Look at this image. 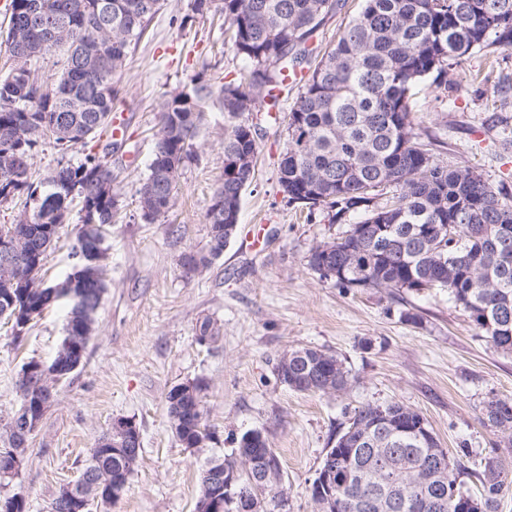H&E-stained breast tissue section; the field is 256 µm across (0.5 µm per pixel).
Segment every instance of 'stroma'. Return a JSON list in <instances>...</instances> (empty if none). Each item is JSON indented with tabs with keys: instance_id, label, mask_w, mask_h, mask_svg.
I'll return each mask as SVG.
<instances>
[{
	"instance_id": "obj_1",
	"label": "stroma",
	"mask_w": 512,
	"mask_h": 512,
	"mask_svg": "<svg viewBox=\"0 0 512 512\" xmlns=\"http://www.w3.org/2000/svg\"><path fill=\"white\" fill-rule=\"evenodd\" d=\"M191 0H164L132 47L118 80L112 116L128 137L109 152L92 141L60 156L41 144L32 170L42 176L59 159L92 153L112 168L120 209L108 226L106 291L79 368L58 383L54 399L27 442L26 462L0 495L22 494L28 512H49L74 484L98 440L117 417L135 420L138 464L123 496L92 512H195L200 475L230 454L248 431H261L279 456L288 512H314L309 487L326 448L354 410L396 402L418 411L454 457L474 462L505 454L511 439L488 424L485 405L512 397V356L479 336L447 290L392 296L385 290L341 288L307 264L310 250L344 230L326 210L288 204L278 183L292 94H281L259 132L255 174L241 198L239 226L223 255L201 273L185 275L182 253H207L205 213L224 181V127L218 100L208 103L194 141L197 157L181 169L173 206L154 222L139 208V189L154 152L157 115L169 92L201 78L213 86L237 76L246 62L227 41L223 20L193 14ZM495 67L512 78V48L493 60L473 57L453 72L446 97L420 98L415 119L443 141L441 161L477 169L512 194V105L499 106L476 74ZM261 228L250 245L246 232ZM76 225H66L43 267L46 283L74 270ZM68 308L49 306L32 329L14 339L0 321V444L20 409L18 381L30 359L51 361L66 332ZM414 320H406V313ZM211 319L218 336L202 342ZM315 347L337 354L350 371L332 394L294 391L275 366L288 350ZM202 381L204 422L213 439L184 448L171 428L166 394Z\"/></svg>"
}]
</instances>
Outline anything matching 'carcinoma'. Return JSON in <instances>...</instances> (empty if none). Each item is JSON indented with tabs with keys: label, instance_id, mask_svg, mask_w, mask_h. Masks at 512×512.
<instances>
[{
	"label": "carcinoma",
	"instance_id": "obj_1",
	"mask_svg": "<svg viewBox=\"0 0 512 512\" xmlns=\"http://www.w3.org/2000/svg\"><path fill=\"white\" fill-rule=\"evenodd\" d=\"M101 0H10L6 43L15 65L0 77V206L23 203L14 224L29 225L26 247L33 259L20 282L0 284V318L28 323L66 294V281L40 278L47 251L69 223L70 205L81 202L74 253L104 256L106 226L120 209L116 194L82 195L100 169L88 154L77 165L60 164L39 181L30 174L39 145L48 141L65 155L86 146L112 126V103L131 45L160 12L162 0H109L112 25L99 21ZM360 11L308 68L288 112L287 146L279 185L288 199L309 210L329 209L339 223L361 219L342 236L310 250L307 265L342 288L384 289L393 296L446 288L472 325L496 351L512 355V196L493 187L477 170L450 168L437 157L442 142L416 126L413 111L422 96L448 92V72L467 59H486L512 47V0H361ZM339 0H193L198 15H220L230 41L248 66L215 88L196 79L175 91L159 112L149 173L139 190L142 218L155 221L173 205L181 166L195 160L193 140L212 98L236 116L276 103L288 86L284 72L309 63L306 43ZM54 46L66 51L61 71L39 76L29 62ZM482 82L507 98L509 82L494 70ZM255 126L240 122L224 130V184L206 212L209 248L180 257L185 274L208 267L224 253L238 229L241 193L254 177L258 150ZM242 162L236 173L229 164ZM42 202H37L35 192ZM88 288L105 291L102 266L86 269ZM66 335L81 338V353L59 347L44 370L63 359L82 363L100 302H70ZM282 383L299 392L345 389L349 370L338 355L302 347L276 363ZM30 410L46 402L43 392L19 381ZM202 384L172 387L166 396L175 435L186 448L213 440L199 416ZM487 421L512 444V398L485 407ZM112 435L104 436L84 465L113 474V490L124 493L135 465L112 458ZM336 453L321 468L336 482V506L315 512H498L499 496L512 489V461L498 454L470 469L450 457L425 419L399 403L367 404L354 412L335 439ZM231 457L214 462L201 477L206 496L212 471L230 472ZM479 484L473 493L468 484Z\"/></svg>",
	"mask_w": 512,
	"mask_h": 512
}]
</instances>
